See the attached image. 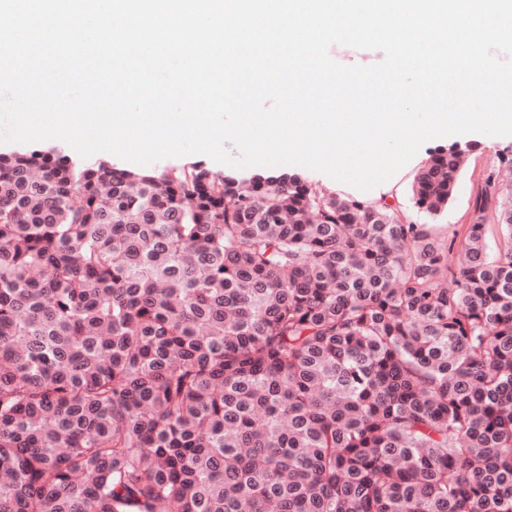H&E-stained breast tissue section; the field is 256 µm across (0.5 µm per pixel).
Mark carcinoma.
<instances>
[{
  "instance_id": "obj_1",
  "label": "carcinoma",
  "mask_w": 512,
  "mask_h": 512,
  "mask_svg": "<svg viewBox=\"0 0 512 512\" xmlns=\"http://www.w3.org/2000/svg\"><path fill=\"white\" fill-rule=\"evenodd\" d=\"M468 150L411 185L441 216ZM461 243L300 171L0 154V512H512V198Z\"/></svg>"
}]
</instances>
